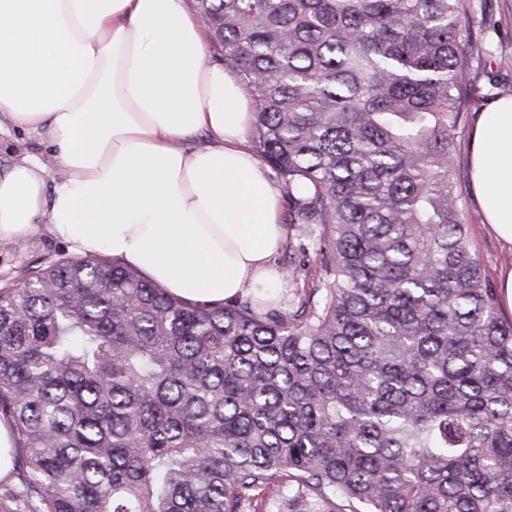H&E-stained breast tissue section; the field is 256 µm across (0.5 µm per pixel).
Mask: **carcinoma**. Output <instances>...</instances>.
I'll list each match as a JSON object with an SVG mask.
<instances>
[{
	"label": "carcinoma",
	"instance_id": "cac0c4a2",
	"mask_svg": "<svg viewBox=\"0 0 512 512\" xmlns=\"http://www.w3.org/2000/svg\"><path fill=\"white\" fill-rule=\"evenodd\" d=\"M194 2L319 276L281 310L103 256L1 290L0 508L512 512V317L453 181L476 0ZM13 436L9 425L0 421V478L5 476L12 467Z\"/></svg>",
	"mask_w": 512,
	"mask_h": 512
}]
</instances>
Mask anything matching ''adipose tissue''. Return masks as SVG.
Returning <instances> with one entry per match:
<instances>
[{
	"label": "adipose tissue",
	"instance_id": "1",
	"mask_svg": "<svg viewBox=\"0 0 512 512\" xmlns=\"http://www.w3.org/2000/svg\"><path fill=\"white\" fill-rule=\"evenodd\" d=\"M201 30L185 0H0V123L45 137L62 171L30 158L0 174V240L45 214L79 255L193 302L277 282L281 189L248 144L251 99L207 63ZM469 178L512 251V97L478 113Z\"/></svg>",
	"mask_w": 512,
	"mask_h": 512
}]
</instances>
